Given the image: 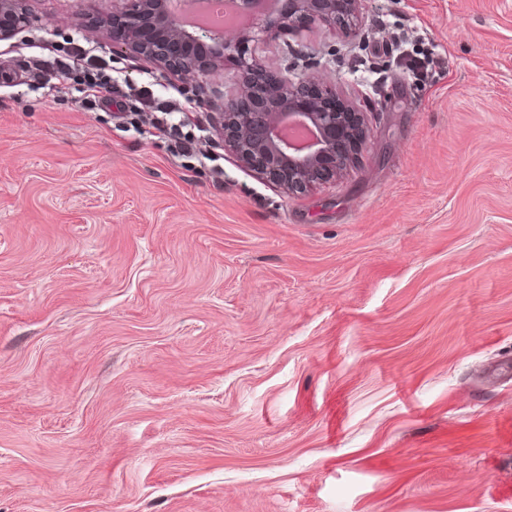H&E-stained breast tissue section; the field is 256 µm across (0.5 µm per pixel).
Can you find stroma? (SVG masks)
Returning a JSON list of instances; mask_svg holds the SVG:
<instances>
[{
    "label": "stroma",
    "mask_w": 512,
    "mask_h": 512,
    "mask_svg": "<svg viewBox=\"0 0 512 512\" xmlns=\"http://www.w3.org/2000/svg\"><path fill=\"white\" fill-rule=\"evenodd\" d=\"M0 40V512H512V0H365L267 59L356 97L287 195L190 87L28 0ZM121 94L84 109L68 42ZM149 91L200 120L152 136ZM70 45L72 47L63 55H57L53 60L36 61L30 76L37 83L49 85L57 74L69 71L77 61H84L85 75L80 93L85 109L92 111L110 104L114 89L112 65L102 57L87 56L86 51L74 42Z\"/></svg>",
    "instance_id": "stroma-1"
}]
</instances>
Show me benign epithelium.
<instances>
[{
    "label": "benign epithelium",
    "instance_id": "7a95c632",
    "mask_svg": "<svg viewBox=\"0 0 512 512\" xmlns=\"http://www.w3.org/2000/svg\"><path fill=\"white\" fill-rule=\"evenodd\" d=\"M171 0H112V15L94 20V33L154 66L164 78L190 79L197 92L231 67L237 80L219 101L200 99L215 116L224 149L241 167L288 194L343 177L366 147L369 130L357 102L315 78L272 67L262 53L302 17L325 29L352 28L363 0H279L228 39L209 28L189 29ZM28 23L25 0H0V39ZM285 127L314 132L304 145L283 138Z\"/></svg>",
    "mask_w": 512,
    "mask_h": 512
}]
</instances>
